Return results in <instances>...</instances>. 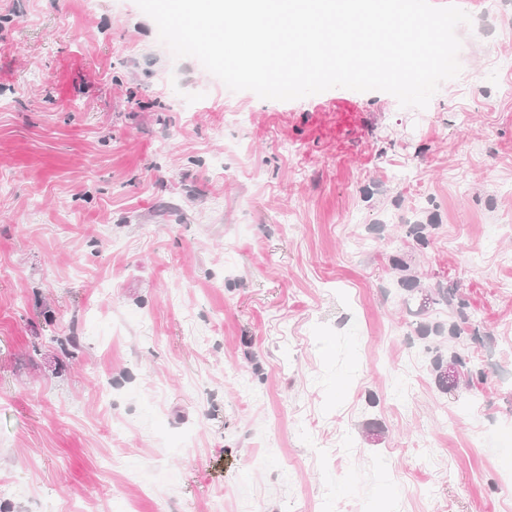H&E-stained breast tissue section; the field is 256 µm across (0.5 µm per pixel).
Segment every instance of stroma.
<instances>
[{
	"instance_id": "stroma-1",
	"label": "stroma",
	"mask_w": 512,
	"mask_h": 512,
	"mask_svg": "<svg viewBox=\"0 0 512 512\" xmlns=\"http://www.w3.org/2000/svg\"><path fill=\"white\" fill-rule=\"evenodd\" d=\"M456 2L419 110L230 91L135 0H0L6 512H512V447L466 446L512 426V0ZM395 257L479 337H421L456 314ZM401 284L407 287V291L409 292L407 297L404 299V303L408 306L409 311L412 312V308L410 307L409 301L417 298V295L413 293L418 287L415 280L405 275V278L401 279ZM411 284V285H410ZM413 284V285H412ZM427 291H424V298H422L423 302H420L417 306V309L414 312L415 315H421L425 312L427 308V304L432 305H446L455 309L457 315L461 321V324H468L467 313L464 311L467 308V303L462 297L457 295V290L452 288H444L440 284H437L433 288H426Z\"/></svg>"
}]
</instances>
